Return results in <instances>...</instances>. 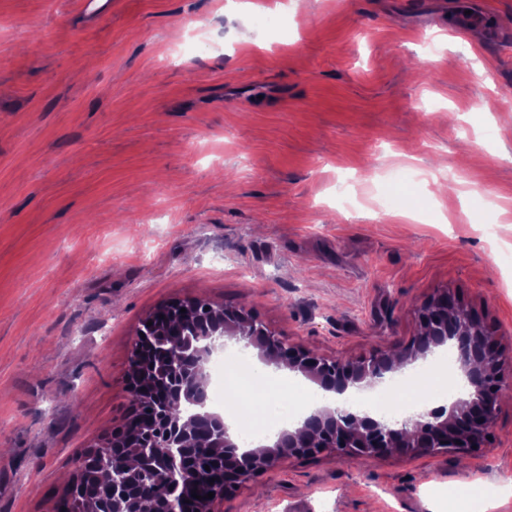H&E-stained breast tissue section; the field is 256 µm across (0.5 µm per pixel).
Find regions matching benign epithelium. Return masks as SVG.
I'll use <instances>...</instances> for the list:
<instances>
[{"label": "benign epithelium", "instance_id": "obj_1", "mask_svg": "<svg viewBox=\"0 0 512 512\" xmlns=\"http://www.w3.org/2000/svg\"><path fill=\"white\" fill-rule=\"evenodd\" d=\"M204 301L203 296L173 301L148 317L155 336H178L186 325L203 326L194 352L157 346L148 335L135 337L137 371L127 377L133 409L112 436L92 449L97 457H112V470L107 472L112 498L81 504L73 512H142L147 501L153 512H166L172 498L178 500L179 512H212L214 500L278 467L287 457L325 451L369 460L391 453L467 454L490 437L501 397L502 351L490 329L446 290L423 304L422 332L395 358L375 352L355 359H327L289 346L242 307L213 305L209 317L200 320L196 307ZM229 342L252 346L262 361L297 372L339 397L354 387L373 389L395 367L424 359L451 342L469 394L453 400L439 414L423 411L395 423L361 417L340 405L317 408L273 444L242 451L224 417L208 406L207 362L224 352ZM158 357L168 361L171 371L163 383L152 377ZM172 405H183L186 412L173 417ZM202 421L217 429L203 457L192 452L193 433ZM210 492L214 498H204ZM196 494L202 499L194 498Z\"/></svg>", "mask_w": 512, "mask_h": 512}]
</instances>
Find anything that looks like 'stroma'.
<instances>
[{"instance_id": "35a3bbf8", "label": "stroma", "mask_w": 512, "mask_h": 512, "mask_svg": "<svg viewBox=\"0 0 512 512\" xmlns=\"http://www.w3.org/2000/svg\"><path fill=\"white\" fill-rule=\"evenodd\" d=\"M442 289L504 353L484 447L290 457L215 512H512V0H0V512L122 424L158 305L347 359Z\"/></svg>"}]
</instances>
